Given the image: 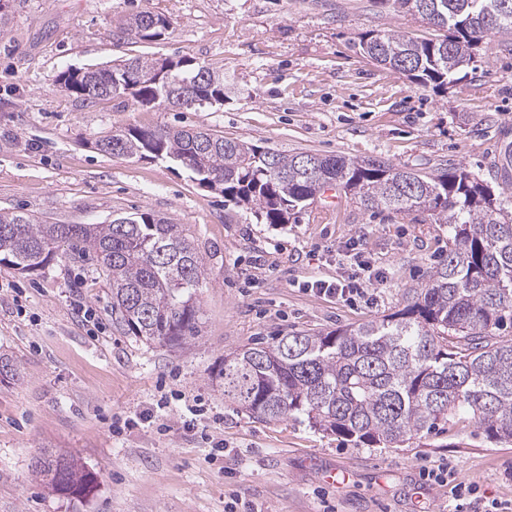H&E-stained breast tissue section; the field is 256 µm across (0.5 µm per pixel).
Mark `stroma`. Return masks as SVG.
Listing matches in <instances>:
<instances>
[{
	"mask_svg": "<svg viewBox=\"0 0 512 512\" xmlns=\"http://www.w3.org/2000/svg\"><path fill=\"white\" fill-rule=\"evenodd\" d=\"M147 9L171 26L154 41L113 38L120 16ZM434 34L416 16L373 0H12L0 35V208L46 224H106L149 211L179 224L204 257L203 310L190 346L126 335L92 259L58 254L28 273L0 264V512H452V489L482 503L512 501V445H496L468 415L400 448H356L306 417L261 421L225 402L215 375L225 354L297 331L384 317L424 286L448 243L427 215L374 214L323 193L294 224H263L165 160H126L95 142L112 130L203 126L284 154L380 159L429 172L465 167L512 198V34L479 42L468 74L421 86L360 54L368 31ZM133 55L193 58L224 74V102L143 107L128 97L84 102L60 72ZM360 238L388 272L371 305L306 293L332 276L333 248ZM95 312L98 326L81 311ZM222 449L184 430L196 406ZM121 431H114V424ZM72 456L98 484L82 499L32 475L51 453ZM446 466L448 481L422 479ZM345 469V482L327 473Z\"/></svg>",
	"mask_w": 512,
	"mask_h": 512,
	"instance_id": "1",
	"label": "stroma"
}]
</instances>
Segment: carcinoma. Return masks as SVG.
<instances>
[{"label":"carcinoma","instance_id":"carcinoma-1","mask_svg":"<svg viewBox=\"0 0 512 512\" xmlns=\"http://www.w3.org/2000/svg\"><path fill=\"white\" fill-rule=\"evenodd\" d=\"M419 16L445 34L415 40L400 30L360 36L372 60L404 56L402 73L446 89L473 62L483 34L512 33V0H376ZM169 21L143 10L119 18L112 35L152 41ZM59 88L84 101L129 96L145 107L224 103V73L180 57L133 56L68 68ZM116 158H157L197 176L224 201L264 224H291L322 190L337 187L366 209L426 214L448 225L446 256L402 308L356 327L296 332L224 356V400L262 421L304 415L356 446L398 448L440 421L467 414L495 444H512V340L496 336L512 320V201L461 166L421 174L379 159L283 154L209 129L128 127L98 139ZM92 257L105 275L112 310L128 335L182 348L200 320L195 293L205 261L179 225L150 212L108 224H41L0 210V263L41 267L60 248ZM34 477L69 497L90 494L97 477L66 455L35 459Z\"/></svg>","mask_w":512,"mask_h":512}]
</instances>
